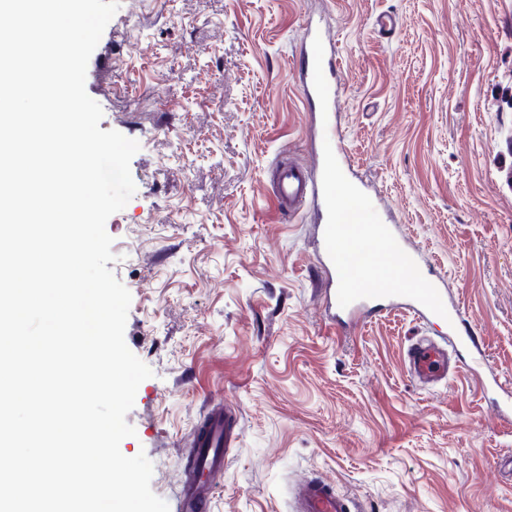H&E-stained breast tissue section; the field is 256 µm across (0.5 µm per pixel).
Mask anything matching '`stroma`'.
<instances>
[{
  "instance_id": "obj_1",
  "label": "stroma",
  "mask_w": 512,
  "mask_h": 512,
  "mask_svg": "<svg viewBox=\"0 0 512 512\" xmlns=\"http://www.w3.org/2000/svg\"><path fill=\"white\" fill-rule=\"evenodd\" d=\"M395 15V31L378 14ZM314 18L342 69L340 145L377 211L448 284L488 365L425 385L403 353L442 336L401 306L342 330L316 225L281 214L277 163H312L296 67ZM101 130L138 141L136 192L106 222L153 371L126 421L176 505L210 405L237 413L209 512H292L320 477L359 512H512V0H122L87 67Z\"/></svg>"
}]
</instances>
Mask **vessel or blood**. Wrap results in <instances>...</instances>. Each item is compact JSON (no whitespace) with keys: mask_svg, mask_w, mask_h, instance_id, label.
Returning <instances> with one entry per match:
<instances>
[{"mask_svg":"<svg viewBox=\"0 0 512 512\" xmlns=\"http://www.w3.org/2000/svg\"><path fill=\"white\" fill-rule=\"evenodd\" d=\"M307 39L298 58L301 94L321 112L325 163L315 175L290 166L281 170L276 186L280 207L296 211L309 205L320 236L321 266L326 279L329 319L357 322L379 313L388 302H401L418 319L446 323L448 332L481 361L473 326L461 309H449L445 281H432L429 270L404 245L396 225L372 219L374 199L349 174L338 155L334 114L339 109L336 87V46L316 25L306 27ZM408 374L422 382L447 380V347L428 336L418 337L404 353ZM236 415L224 406L212 408L194 433L192 464L186 472L178 512H202L214 494L213 479L223 473L228 450L236 444ZM295 512H351L350 503L320 478L300 481Z\"/></svg>","mask_w":512,"mask_h":512,"instance_id":"1","label":"vessel or blood"}]
</instances>
